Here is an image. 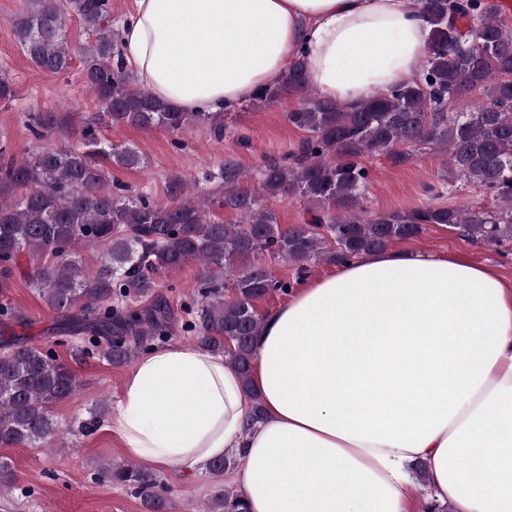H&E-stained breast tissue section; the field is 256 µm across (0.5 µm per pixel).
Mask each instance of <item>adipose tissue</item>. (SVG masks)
<instances>
[{"label":"adipose tissue","mask_w":512,"mask_h":512,"mask_svg":"<svg viewBox=\"0 0 512 512\" xmlns=\"http://www.w3.org/2000/svg\"><path fill=\"white\" fill-rule=\"evenodd\" d=\"M429 28L413 0H135L120 54L155 98L220 112L302 60L351 105L411 82ZM252 384L173 345L127 375L112 425L130 455L193 471L241 452L248 512H512V287L446 253L383 250L307 282L267 315Z\"/></svg>","instance_id":"obj_1"}]
</instances>
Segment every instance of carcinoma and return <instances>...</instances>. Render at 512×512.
Returning a JSON list of instances; mask_svg holds the SVG:
<instances>
[{
    "instance_id": "obj_1",
    "label": "carcinoma",
    "mask_w": 512,
    "mask_h": 512,
    "mask_svg": "<svg viewBox=\"0 0 512 512\" xmlns=\"http://www.w3.org/2000/svg\"><path fill=\"white\" fill-rule=\"evenodd\" d=\"M429 26L420 76L353 105L321 99L295 61L252 100L269 106L298 100L286 114L304 135L295 149L269 157L257 185L242 187L246 173L234 160L217 179L224 194L194 197L182 179H170L171 202L142 193H115L112 168H135L144 158L133 148L99 137L98 127L125 124L179 134L200 127L224 138V112H181L137 86L114 64L111 0H31L13 21L17 42L39 70L60 74L79 54L86 86L101 112L88 120L78 145L42 146L23 156L0 145V327L19 319L4 290L20 272L19 258L36 253L44 261L26 273L50 310L62 317L63 335L83 332L114 365L132 360L150 340L167 335L170 312L162 303L139 312L112 305L118 297L145 296L156 281L147 269L174 270L191 262L202 268L197 343L224 356L251 390L255 338L264 316L257 303L275 280L265 257H281L301 269L337 264L387 249L422 234L429 224L448 225L473 240L512 244V25L500 0H417ZM76 15L94 41L76 51L66 41L67 16ZM65 117L33 112L27 122L41 139ZM428 146L448 160L456 180L485 190L490 208L425 204L408 211L371 214L364 206L369 172L359 159L385 156L396 163L408 149ZM296 197L309 218L278 227L270 202ZM232 211L241 223L226 224L215 207ZM101 248L102 265L80 273L78 248ZM232 296L225 297L226 288ZM77 310L81 323L71 316ZM77 390L75 376L56 356L15 336L0 337V446L44 447L63 437L52 406ZM231 461L205 463L215 480L205 512H245L244 494L221 479ZM96 478L138 498L145 512H167L168 489L158 476L129 463L100 464Z\"/></svg>"
}]
</instances>
